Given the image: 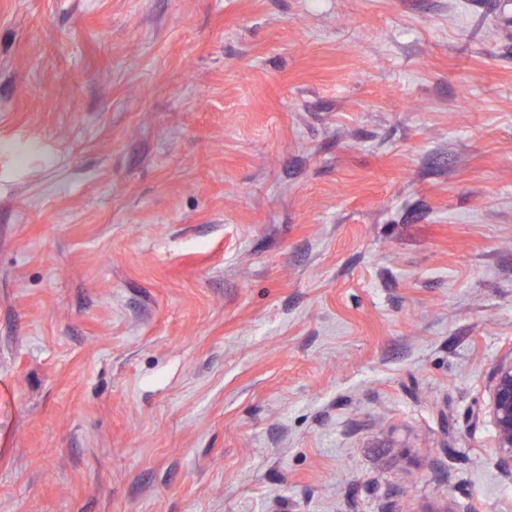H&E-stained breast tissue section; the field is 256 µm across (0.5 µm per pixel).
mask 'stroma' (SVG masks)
I'll return each mask as SVG.
<instances>
[{"label":"stroma","mask_w":512,"mask_h":512,"mask_svg":"<svg viewBox=\"0 0 512 512\" xmlns=\"http://www.w3.org/2000/svg\"><path fill=\"white\" fill-rule=\"evenodd\" d=\"M512 0H0V512H512ZM488 409L496 431L499 463L512 469V359L496 370Z\"/></svg>","instance_id":"obj_1"}]
</instances>
